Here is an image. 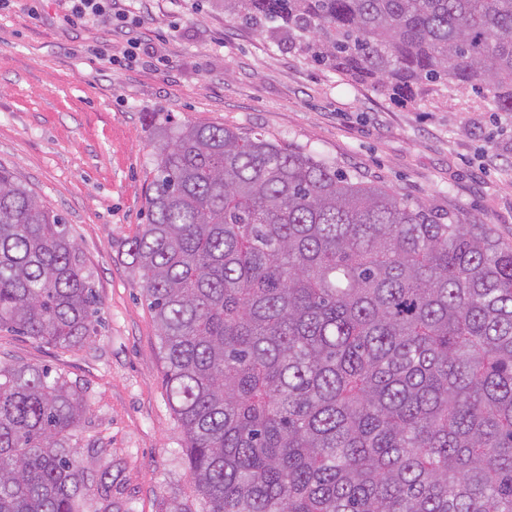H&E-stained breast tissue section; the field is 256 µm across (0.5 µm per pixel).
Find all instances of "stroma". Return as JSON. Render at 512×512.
I'll return each instance as SVG.
<instances>
[{"mask_svg": "<svg viewBox=\"0 0 512 512\" xmlns=\"http://www.w3.org/2000/svg\"><path fill=\"white\" fill-rule=\"evenodd\" d=\"M70 13L69 0H0V165L64 217L102 324L69 349L0 329V362L76 382L90 407L74 443L103 448L127 512H165L194 493L157 327L125 255L154 177L159 135L146 113L306 147L509 244L512 115L443 86L394 103L317 66L271 25L234 21L224 0H112L80 24Z\"/></svg>", "mask_w": 512, "mask_h": 512, "instance_id": "35a3bbf8", "label": "stroma"}]
</instances>
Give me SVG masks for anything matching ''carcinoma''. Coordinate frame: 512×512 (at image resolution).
Masks as SVG:
<instances>
[{
	"label": "carcinoma",
	"mask_w": 512,
	"mask_h": 512,
	"mask_svg": "<svg viewBox=\"0 0 512 512\" xmlns=\"http://www.w3.org/2000/svg\"><path fill=\"white\" fill-rule=\"evenodd\" d=\"M393 100L473 90L512 113V0H224ZM148 223L128 242L158 330L198 507L512 512V245L310 151L159 126ZM64 218L0 167V328L97 336ZM85 392L0 364V512H121L77 457Z\"/></svg>",
	"instance_id": "obj_1"
}]
</instances>
